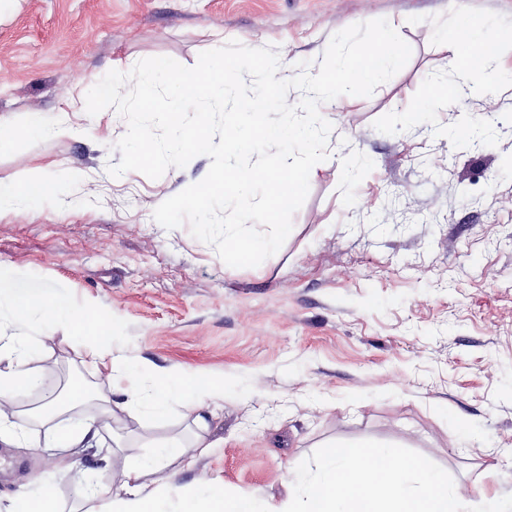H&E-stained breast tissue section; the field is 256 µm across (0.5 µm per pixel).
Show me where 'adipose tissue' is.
I'll list each match as a JSON object with an SVG mask.
<instances>
[{
    "label": "adipose tissue",
    "instance_id": "1",
    "mask_svg": "<svg viewBox=\"0 0 512 512\" xmlns=\"http://www.w3.org/2000/svg\"><path fill=\"white\" fill-rule=\"evenodd\" d=\"M482 19L460 17L452 47V63L460 77L450 84L429 77L430 101L413 106L412 116L434 111L451 100H460L469 94L494 95L500 85V74L493 65L497 52L494 42L478 39ZM7 298L14 322L27 320L33 314H42L46 321L63 320L74 327H87L81 347L89 361L110 363L112 395H99V415L75 426L59 424L54 428L56 442L64 448L91 445L101 428L121 422L125 412L149 397L150 411L155 416L165 415L172 405H179L195 431L191 443L178 438L158 441L152 457L145 463L128 466L122 473L123 493L107 496L94 491L89 495L88 512H163L161 494L170 475L173 462L191 465L196 452L210 448L206 438L208 423L203 414L211 400L224 394L220 381L198 373H167L153 378L150 387L123 385L121 359L112 349V325L94 318L90 309L74 306L39 289L22 287L19 277L0 272V298ZM30 344L27 339L9 332L0 325V355H6L9 364L0 369V398L14 401L16 397L37 389H44L41 374L29 368L26 362Z\"/></svg>",
    "mask_w": 512,
    "mask_h": 512
}]
</instances>
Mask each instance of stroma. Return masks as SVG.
Segmentation results:
<instances>
[{"mask_svg":"<svg viewBox=\"0 0 512 512\" xmlns=\"http://www.w3.org/2000/svg\"><path fill=\"white\" fill-rule=\"evenodd\" d=\"M464 13L484 17L480 35L498 45L495 117L472 97L401 124L428 74L457 82L448 46ZM377 18L410 59L328 113V158L285 243L256 267H229L188 226L153 218L206 176L208 157L155 180L111 176L126 120L72 109L110 70L159 56L191 67L233 40L272 47L287 71L316 66L335 33ZM29 112L68 113L74 131L0 152V184L46 173L59 190L0 210V269L112 321L142 383L159 372L224 383L208 418L217 446L170 491L217 483L280 498L323 443L374 440L488 501L512 494V0H0V118ZM464 119L479 133L469 146L451 135ZM19 330L35 337L29 365L48 382L107 391L111 367L85 363L84 330L38 315ZM15 405L21 445H0V512L46 487L61 512L92 487L119 494L126 465L192 432L178 407L160 420L137 407L120 440L67 454L43 444L39 393Z\"/></svg>","mask_w":512,"mask_h":512,"instance_id":"35a3bbf8","label":"stroma"}]
</instances>
